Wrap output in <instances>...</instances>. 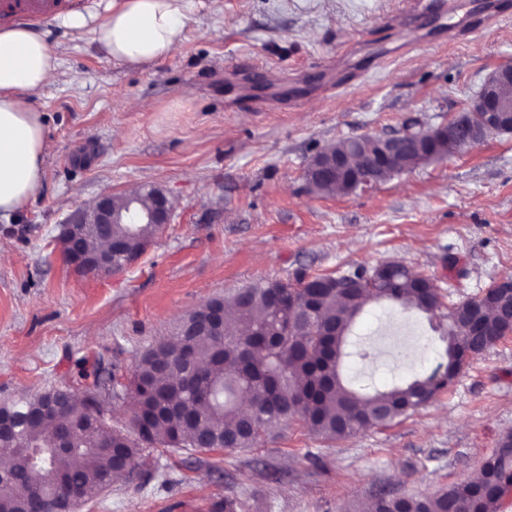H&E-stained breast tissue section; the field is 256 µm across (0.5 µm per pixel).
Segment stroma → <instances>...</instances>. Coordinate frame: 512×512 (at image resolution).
<instances>
[{"instance_id": "1", "label": "stroma", "mask_w": 512, "mask_h": 512, "mask_svg": "<svg viewBox=\"0 0 512 512\" xmlns=\"http://www.w3.org/2000/svg\"><path fill=\"white\" fill-rule=\"evenodd\" d=\"M441 18L407 0H192L175 50L112 62L61 17L34 21L58 60L32 98L50 131L40 194L0 215V401L52 387L97 396L112 425L137 355L187 312L267 281L387 261L429 278L446 302L512 276V133L488 136L369 190L320 196L303 172L337 140L434 127L467 111L512 65V0H447ZM466 21L463 36L448 26ZM155 185L174 220L123 273L68 265L58 228L101 194ZM358 389H381L441 362L438 319L387 303L357 319ZM512 431V334L480 353L413 416L344 440L300 423L251 450L141 449L129 475L80 512H366L383 493L413 495L477 477Z\"/></svg>"}]
</instances>
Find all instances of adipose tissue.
Returning <instances> with one entry per match:
<instances>
[{
    "instance_id": "obj_1",
    "label": "adipose tissue",
    "mask_w": 512,
    "mask_h": 512,
    "mask_svg": "<svg viewBox=\"0 0 512 512\" xmlns=\"http://www.w3.org/2000/svg\"><path fill=\"white\" fill-rule=\"evenodd\" d=\"M188 8L189 0H112L101 21L74 15L64 23L91 28L112 61L139 66L174 51ZM56 70L44 34L24 23L0 29V214L23 209L42 189L48 130L31 97Z\"/></svg>"
}]
</instances>
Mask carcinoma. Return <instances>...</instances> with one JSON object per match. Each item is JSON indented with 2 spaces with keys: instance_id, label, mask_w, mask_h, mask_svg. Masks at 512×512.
I'll use <instances>...</instances> for the list:
<instances>
[{
  "instance_id": "cac0c4a2",
  "label": "carcinoma",
  "mask_w": 512,
  "mask_h": 512,
  "mask_svg": "<svg viewBox=\"0 0 512 512\" xmlns=\"http://www.w3.org/2000/svg\"><path fill=\"white\" fill-rule=\"evenodd\" d=\"M464 114L460 128L441 139L438 153H459L469 132ZM363 137L342 139L332 147L352 157L367 154ZM321 195L352 192L329 181L307 184ZM161 232L155 224H114L112 236L123 246L115 271L133 261ZM430 280L404 265L387 263L378 284H355L336 291V276L322 274L296 283L279 280L239 288L223 297L224 324L214 335L194 329L212 306L207 302L186 313L167 338L136 359L126 391L133 395L147 436L112 428L107 418L78 431L64 451L40 419L50 391L22 395L0 403L10 433L0 436V456L9 459L7 484L0 489V512H40L57 497L56 478L80 487L90 499L103 489L119 457L134 462L142 445L199 450H245L257 447L272 431L301 421L328 440L388 427L430 403L450 386L484 337L475 325L457 320L462 308L481 305L480 320L490 342L503 338L496 325L491 290L480 300L467 298L445 307L427 298ZM386 300L440 319L445 342L443 362L429 375L372 393H360L343 381L339 366L348 355V332L366 305ZM251 410L243 412L241 398ZM512 495V448L494 451L483 463L482 477L413 497L384 495L371 512H499Z\"/></svg>"
}]
</instances>
